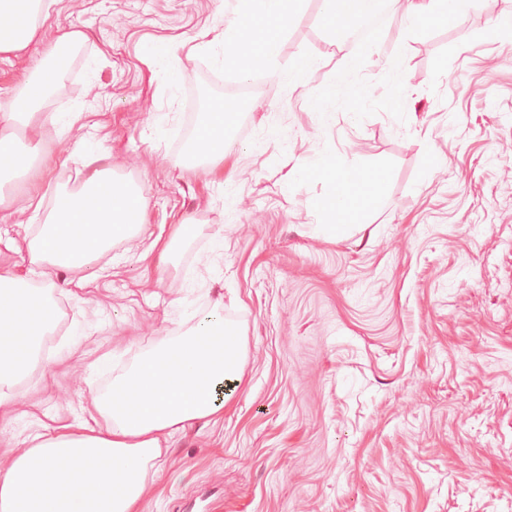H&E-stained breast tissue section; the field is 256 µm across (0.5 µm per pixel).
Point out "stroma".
Returning a JSON list of instances; mask_svg holds the SVG:
<instances>
[{
    "instance_id": "obj_1",
    "label": "stroma",
    "mask_w": 512,
    "mask_h": 512,
    "mask_svg": "<svg viewBox=\"0 0 512 512\" xmlns=\"http://www.w3.org/2000/svg\"><path fill=\"white\" fill-rule=\"evenodd\" d=\"M230 2L54 0L29 47L0 54L2 112L58 34L83 33L43 110L81 111L96 135L78 147L46 127L29 169L0 171V273L52 288L65 326L17 391L47 426L87 419L90 393L220 298L245 335L243 376L220 421L173 436L141 512H512V0L418 30L416 0H394L370 57L306 0L279 58L322 64L246 99L220 178L181 168L180 132L193 92L225 99L224 82L206 83L203 55L168 77L142 47L194 36ZM351 60L321 125L314 106ZM327 147L383 178L380 201L339 227L324 185L284 181ZM108 165L142 185L149 234L185 220L196 233L168 259H140L143 237L41 273L26 245L54 192ZM27 181L50 189L41 211L3 221ZM349 75V68L341 72L336 81L337 95L335 84L332 96L326 101L318 102L316 105V108L319 110V121L321 125H327L335 119L336 108L343 102L350 85Z\"/></svg>"
}]
</instances>
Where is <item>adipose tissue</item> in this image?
<instances>
[{
	"mask_svg": "<svg viewBox=\"0 0 512 512\" xmlns=\"http://www.w3.org/2000/svg\"><path fill=\"white\" fill-rule=\"evenodd\" d=\"M242 19L252 20L251 32L240 22L212 24L195 36L146 43L145 59L164 69L180 51L209 54L213 65L233 67L238 78L262 72L285 88L298 85L320 64L317 56L283 68L278 37L295 16L302 0H240ZM24 12L11 13L0 24V53L26 49L39 31L40 0H23ZM388 0H323L328 16L344 15L347 35L367 55L375 54L376 22ZM54 72L39 66L11 111L0 114V158L9 167L29 168L28 153L16 149L17 127L34 134L44 126L68 134L80 113L44 114L40 105L52 90ZM239 114L221 100L202 102L197 114L195 157L186 169L214 173L230 151ZM289 179H317L331 190L327 212L349 215L365 198L379 194V175L358 176L344 167L335 151L318 154L308 165L292 169ZM146 201L139 185L92 170L75 192L59 193L38 236L27 244L30 264L78 270L116 240L133 241L145 231ZM57 304L47 289L30 287L23 279L0 274V416L14 411L12 389L34 362L40 336L51 329ZM246 359L241 330L229 326L213 309L181 336L166 339L112 380L109 395H91L89 405L104 421L62 423L34 432L30 445L0 461V512H140L154 490L155 475L169 453V442L187 427L210 421L227 401L219 392L240 381Z\"/></svg>",
	"mask_w": 512,
	"mask_h": 512,
	"instance_id": "1",
	"label": "adipose tissue"
}]
</instances>
